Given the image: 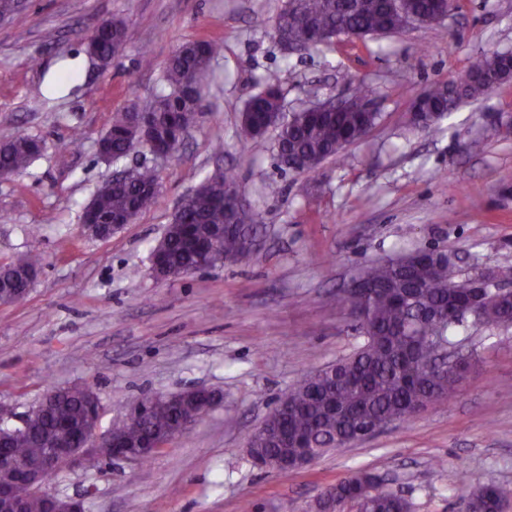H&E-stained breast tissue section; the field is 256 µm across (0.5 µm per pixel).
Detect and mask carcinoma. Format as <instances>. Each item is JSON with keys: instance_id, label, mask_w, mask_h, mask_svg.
Masks as SVG:
<instances>
[{"instance_id": "1", "label": "carcinoma", "mask_w": 512, "mask_h": 512, "mask_svg": "<svg viewBox=\"0 0 512 512\" xmlns=\"http://www.w3.org/2000/svg\"><path fill=\"white\" fill-rule=\"evenodd\" d=\"M277 15L275 27L288 30V40L318 46V32L366 38L395 33L406 27V14L417 13L430 25L439 23L435 0H295ZM128 39L122 20L101 28L95 48L104 58L116 56ZM222 46L201 40L179 47L170 58L165 79L170 92L154 99L148 137L152 147L175 148L199 118L202 81ZM499 54L480 56L468 69L471 82L455 99L444 96L442 87L426 89L429 110L450 112L463 100H475L498 87L504 75ZM276 72L265 78V89L251 97L240 114V135L254 140L275 130L276 156L280 166L302 173L315 172L360 141L379 121L380 113L365 111L372 99L370 87L359 82L352 89L346 111L295 112L282 117ZM137 119L133 107L112 113L102 148L114 159L126 157L133 148ZM42 150L40 141L16 136L0 144V171L19 173ZM153 169L136 172L129 183L105 182L84 208L82 222L107 224L112 217L139 212L158 199ZM236 187L224 173L204 181L202 192L191 197L174 224L167 226L161 247L152 250L157 262L186 274L214 268L229 257L247 263L252 249L246 241L258 230L256 218L234 209L226 195ZM42 264L37 253L21 255L0 264V284L22 288ZM363 291L338 296L349 305L359 322L364 342L350 356L304 374L277 402L263 430L252 434L251 447L262 467L279 469L281 462L299 453L314 460L331 449L363 439L388 425L414 417L455 392L460 379L454 369L438 368L445 344L463 324L457 317L466 311L474 321L508 329L512 327V294L486 285L479 278L461 279L450 256L418 250L395 263H372L361 270ZM53 400L35 415L26 429L0 425V448L10 449L25 462L35 463L48 448L68 444L73 431L89 425L84 387L53 388ZM195 395L175 394L169 401H151L143 415H133L115 426L116 437L135 445L164 440L186 419ZM305 444L289 446L286 439ZM383 479L369 470H356L327 487L315 499L313 512H344L345 503L357 512H413L405 497L381 488ZM512 492L495 485H471L464 496L465 512H501Z\"/></svg>"}]
</instances>
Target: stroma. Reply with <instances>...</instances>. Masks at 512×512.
I'll return each mask as SVG.
<instances>
[{"label":"stroma","mask_w":512,"mask_h":512,"mask_svg":"<svg viewBox=\"0 0 512 512\" xmlns=\"http://www.w3.org/2000/svg\"><path fill=\"white\" fill-rule=\"evenodd\" d=\"M286 0H27L0 24V141L45 148L26 171L0 178V262L36 252L29 294L0 304V404L16 415L48 389L99 396V432L136 399L204 387L219 406L146 463L63 470L51 486L84 496L86 512H310L349 470L384 477L413 512H461L458 479L512 488V328L466 321L456 341L478 353L449 400L383 432L282 473L249 459L250 435L276 399L311 369L351 355L359 325L335 294L375 260L416 250L453 257L461 278L512 270V82L460 104L433 129L408 122L416 92L465 75L471 61L512 52V0H457L438 25L387 36L337 37L289 51L274 21ZM101 18L128 40L108 67L85 51ZM219 41L203 116L167 160L145 149L104 161L97 142L112 114L165 90L180 46ZM150 65H143V58ZM280 75L284 113L374 91L379 124L314 174L280 169L275 136L246 141L239 114ZM480 139L481 151L468 150ZM156 168L160 196L106 241L81 215L113 172ZM229 170L261 229L250 264L233 261L161 280L151 252L180 200ZM277 183L278 195L265 187ZM443 468H435V461Z\"/></svg>","instance_id":"35a3bbf8"}]
</instances>
